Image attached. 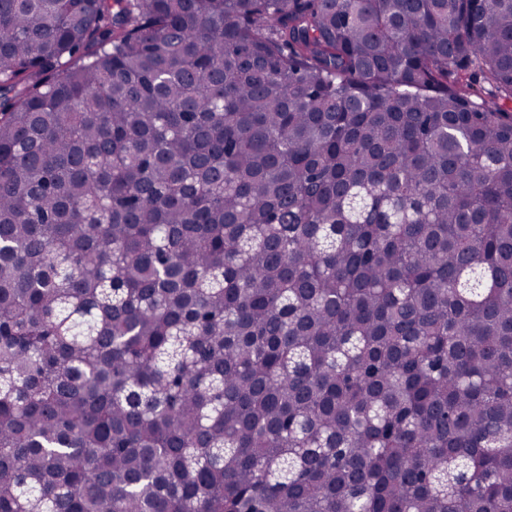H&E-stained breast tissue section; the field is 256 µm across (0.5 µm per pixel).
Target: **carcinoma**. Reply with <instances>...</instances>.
<instances>
[{
  "label": "carcinoma",
  "mask_w": 512,
  "mask_h": 512,
  "mask_svg": "<svg viewBox=\"0 0 512 512\" xmlns=\"http://www.w3.org/2000/svg\"><path fill=\"white\" fill-rule=\"evenodd\" d=\"M0 512H512V0H0Z\"/></svg>",
  "instance_id": "1"
}]
</instances>
